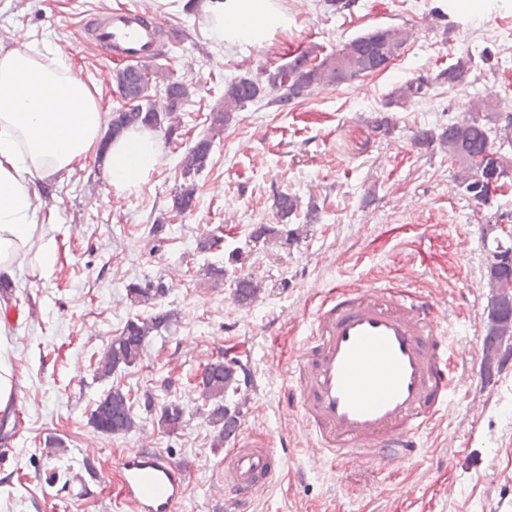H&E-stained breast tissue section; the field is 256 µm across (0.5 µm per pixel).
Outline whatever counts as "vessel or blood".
<instances>
[{
    "instance_id": "b4317fda",
    "label": "vessel or blood",
    "mask_w": 512,
    "mask_h": 512,
    "mask_svg": "<svg viewBox=\"0 0 512 512\" xmlns=\"http://www.w3.org/2000/svg\"><path fill=\"white\" fill-rule=\"evenodd\" d=\"M108 59L145 67L168 34L160 16L128 8L104 23L85 22ZM437 304L390 287L326 296L309 323L290 372L293 408L309 430L311 459L393 464L412 456L418 439L448 412L477 372L466 347L448 350ZM224 458L229 512H248L284 464L264 439L236 431ZM114 512H176L187 495L181 463L153 448L123 454Z\"/></svg>"
}]
</instances>
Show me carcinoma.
<instances>
[{
  "label": "carcinoma",
  "mask_w": 512,
  "mask_h": 512,
  "mask_svg": "<svg viewBox=\"0 0 512 512\" xmlns=\"http://www.w3.org/2000/svg\"><path fill=\"white\" fill-rule=\"evenodd\" d=\"M407 39L408 35L398 28L376 29L352 39L336 53L322 59L318 58L316 48L309 47L285 65L265 67L255 76L243 75L231 80L224 87V111L213 113L209 131L195 141L181 158L183 177L188 179L206 167L215 139L224 131V125L231 120L232 113L264 97L284 106L306 99L323 86L350 84L367 73L385 69L384 57L399 54ZM476 68L472 56L458 57L431 78L422 77L394 88L388 94L385 108L402 105L411 98L426 94L434 83H446L452 87L462 85ZM156 79L158 76L147 70L138 72L128 66L116 70L115 82L125 100V108L112 113L107 137L141 124H155L165 129L170 138L177 135L178 127L170 120L192 95L190 85L174 78L163 80L164 103L159 107L151 94L152 82ZM497 121L492 105L480 100L471 115L448 124L439 133L432 128L416 131L413 143L426 147L439 144L457 165V185L471 199L488 205L495 194L505 187V179L512 176V160L488 150L489 134L493 132L489 123ZM195 191L193 183L179 186L172 199V209L178 214L192 211L196 205ZM297 207L296 197L286 192L277 195L276 208L281 217H288ZM272 234L288 240L295 236V230L286 224H261L254 231L257 239ZM488 277L491 287L497 292L488 307L487 337L484 342L487 354L493 349L501 350L504 342L512 337V267L490 262ZM260 291L259 283L251 277L243 276L234 280V296L241 304L252 302ZM165 293L166 288L161 282L143 285L132 283L127 289V297L134 305L150 304ZM172 321L173 313L163 310L146 318L136 315L128 319L121 333L112 339L103 352L97 374L109 376L121 367L135 364L150 333L168 328ZM238 368L237 360L231 358L226 361L220 357L206 363L195 376L201 396L212 402L207 418L216 429L215 444L218 446L223 445L239 426V411L224 404V395L239 389ZM133 405L129 393L114 387L99 399L91 414V423L104 435L129 432L135 426ZM184 414L180 403H163L158 412V425L169 431L175 430L183 423Z\"/></svg>",
  "instance_id": "cac0c4a2"
}]
</instances>
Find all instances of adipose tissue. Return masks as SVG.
Listing matches in <instances>:
<instances>
[{
    "label": "adipose tissue",
    "mask_w": 512,
    "mask_h": 512,
    "mask_svg": "<svg viewBox=\"0 0 512 512\" xmlns=\"http://www.w3.org/2000/svg\"><path fill=\"white\" fill-rule=\"evenodd\" d=\"M204 9L217 41L232 45L259 43L288 24L277 0H204ZM106 123L95 88L63 53L48 45L0 48L1 275L13 276L31 247L50 266L53 239L40 218L37 185L96 156ZM160 154L156 134L142 127L113 139L107 171L114 191H137Z\"/></svg>",
    "instance_id": "1"
}]
</instances>
